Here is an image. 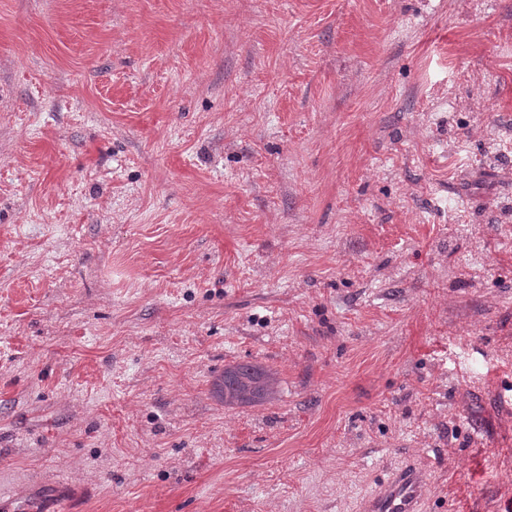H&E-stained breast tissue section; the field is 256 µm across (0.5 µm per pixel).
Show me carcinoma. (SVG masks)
Listing matches in <instances>:
<instances>
[{"label": "carcinoma", "mask_w": 512, "mask_h": 512, "mask_svg": "<svg viewBox=\"0 0 512 512\" xmlns=\"http://www.w3.org/2000/svg\"><path fill=\"white\" fill-rule=\"evenodd\" d=\"M276 378L265 367L238 363L224 367L216 390L227 406L263 403L273 398Z\"/></svg>", "instance_id": "1"}]
</instances>
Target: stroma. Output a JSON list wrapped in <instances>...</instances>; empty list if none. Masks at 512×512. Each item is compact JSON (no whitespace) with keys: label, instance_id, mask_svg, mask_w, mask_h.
<instances>
[{"label":"stroma","instance_id":"stroma-1","mask_svg":"<svg viewBox=\"0 0 512 512\" xmlns=\"http://www.w3.org/2000/svg\"><path fill=\"white\" fill-rule=\"evenodd\" d=\"M409 461L512 506V0H0V512H359ZM276 378L265 367L238 363L224 368V375L216 383V390L226 406L263 403L273 398Z\"/></svg>","mask_w":512,"mask_h":512}]
</instances>
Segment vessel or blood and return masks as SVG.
I'll list each match as a JSON object with an SVG mask.
<instances>
[{
  "instance_id": "1",
  "label": "vessel or blood",
  "mask_w": 512,
  "mask_h": 512,
  "mask_svg": "<svg viewBox=\"0 0 512 512\" xmlns=\"http://www.w3.org/2000/svg\"><path fill=\"white\" fill-rule=\"evenodd\" d=\"M425 483L422 468L405 465L364 499L360 512H422Z\"/></svg>"
}]
</instances>
